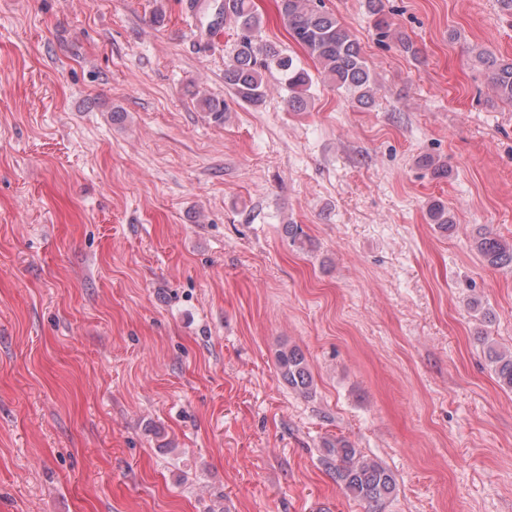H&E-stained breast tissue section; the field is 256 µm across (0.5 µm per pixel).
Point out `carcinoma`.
I'll list each match as a JSON object with an SVG mask.
<instances>
[{
    "label": "carcinoma",
    "mask_w": 512,
    "mask_h": 512,
    "mask_svg": "<svg viewBox=\"0 0 512 512\" xmlns=\"http://www.w3.org/2000/svg\"><path fill=\"white\" fill-rule=\"evenodd\" d=\"M277 7L288 35L318 65L317 71L323 79L338 90L355 94L357 103H370L373 89L360 43L334 13L324 8L323 0H277ZM366 7L378 36L390 38L393 24L383 0H366ZM220 15L235 28L236 38L226 50L224 60V81L235 96L248 103L260 102L266 75L276 73L288 88L289 105L293 108L305 105L310 97L312 77L301 62L286 51L276 45L258 43L263 17L254 0H224ZM478 57L487 64L489 81L499 98L512 103V60H499L487 52L479 53ZM201 107L212 123L224 124L227 112L224 101L204 98ZM428 215L431 223L441 228L448 229L453 224L448 208L439 201L429 206ZM473 246L489 265L512 267V240L485 231L478 233ZM484 345L485 356L499 386L512 392V351L502 350L488 340ZM278 364L289 387L302 394L309 392L312 377L299 350L280 352ZM323 447L327 463L333 466L336 481L346 494L378 504L393 493L395 479L391 471L362 454L347 439L326 440Z\"/></svg>",
    "instance_id": "obj_1"
}]
</instances>
